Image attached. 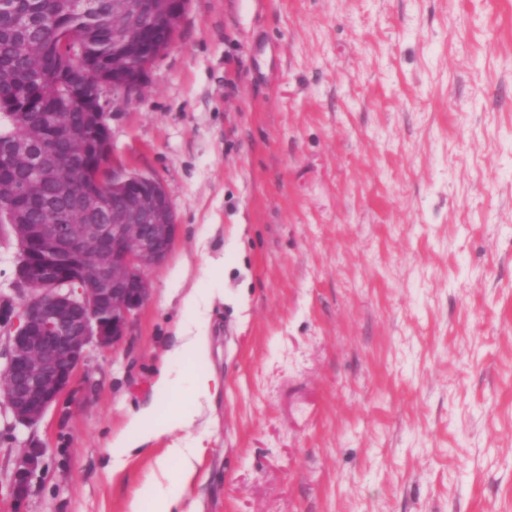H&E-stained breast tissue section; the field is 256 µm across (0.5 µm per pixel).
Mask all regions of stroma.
<instances>
[{
    "mask_svg": "<svg viewBox=\"0 0 512 512\" xmlns=\"http://www.w3.org/2000/svg\"><path fill=\"white\" fill-rule=\"evenodd\" d=\"M265 42V78L250 62ZM113 160L179 224L117 348L33 427L0 413V512H126L114 432L213 280L220 385L185 512H512V0H190ZM223 256V268L210 269ZM44 448H24L15 458L11 473L9 493L13 500L24 499L35 472L43 466Z\"/></svg>",
    "mask_w": 512,
    "mask_h": 512,
    "instance_id": "obj_1",
    "label": "stroma"
}]
</instances>
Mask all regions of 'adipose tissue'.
<instances>
[{"label":"adipose tissue","instance_id":"ef3b65f1","mask_svg":"<svg viewBox=\"0 0 512 512\" xmlns=\"http://www.w3.org/2000/svg\"><path fill=\"white\" fill-rule=\"evenodd\" d=\"M214 291L210 288L193 286L182 300L183 319L178 323L175 335L177 344L168 353V362L163 365L153 384L158 397L175 395L182 386H189L194 401L185 406L161 425L156 421L159 409L148 404L130 414L124 426L112 437V468L120 470L132 453L143 451L150 442L166 436L170 442L156 459L157 471L153 475L156 487L149 496L134 495L127 512H179V490L186 487L197 472L200 462V448L174 439L175 431L191 427L200 416L204 403L210 401L219 381L210 372L187 370L174 371L173 360L187 356L197 362L206 361L210 356V329L207 310Z\"/></svg>","mask_w":512,"mask_h":512}]
</instances>
